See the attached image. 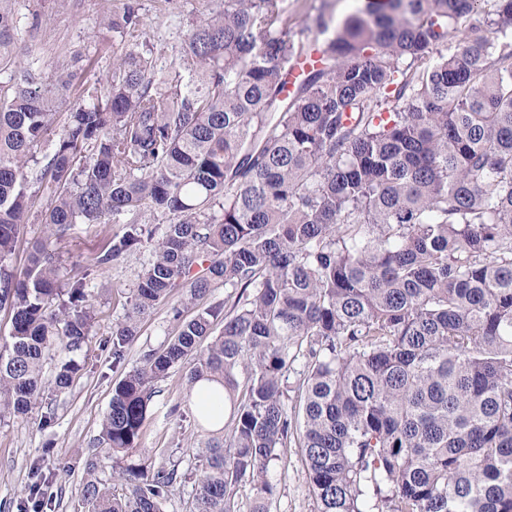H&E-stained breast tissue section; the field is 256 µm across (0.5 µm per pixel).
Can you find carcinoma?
I'll return each instance as SVG.
<instances>
[{
  "label": "carcinoma",
  "mask_w": 512,
  "mask_h": 512,
  "mask_svg": "<svg viewBox=\"0 0 512 512\" xmlns=\"http://www.w3.org/2000/svg\"><path fill=\"white\" fill-rule=\"evenodd\" d=\"M14 4L0 0V415L40 404L54 348L72 353L56 389L81 370L94 296L61 282L55 242L122 224L93 267L146 245L153 259L113 363L177 288L181 324L112 390L107 457L137 447L156 384L186 364L188 390L230 406L196 413L224 439L196 456L191 512H238L246 477L251 512H269L268 469L296 440L317 512H512V0H365L314 47L288 0H224L165 72L127 0L103 22L105 86L89 55L46 69ZM36 222L55 240L19 270ZM98 467L93 453L89 512H164L182 482L170 458ZM46 235V228L43 224H27L25 232L17 244L12 263L16 267L22 268L26 262L32 245L36 240H40Z\"/></svg>",
  "instance_id": "cac0c4a2"
}]
</instances>
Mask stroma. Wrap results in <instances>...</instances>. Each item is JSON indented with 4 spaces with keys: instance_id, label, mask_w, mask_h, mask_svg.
<instances>
[{
    "instance_id": "1",
    "label": "stroma",
    "mask_w": 512,
    "mask_h": 512,
    "mask_svg": "<svg viewBox=\"0 0 512 512\" xmlns=\"http://www.w3.org/2000/svg\"><path fill=\"white\" fill-rule=\"evenodd\" d=\"M147 22L145 38L154 48L157 66L169 69L179 52L190 21L200 12L222 6L224 0H138ZM125 0H18L19 15L38 17L28 38L35 53L48 63H72L75 55L95 57V78H105L112 68V53L104 45L108 36L104 16L122 10ZM118 224H79L61 241L59 254L65 279L86 278L97 298V322L83 365L68 389L55 391V366L64 357L53 352L43 369V400L52 404L55 421L43 430L37 418H0V512H33L29 490L40 485L49 505L43 512H86L80 496L85 477L84 460L95 446L100 422L107 411L113 387L144 353L161 348L175 334L177 322L163 304L143 319L138 334L120 364H113L106 339L123 320L138 272L151 260L150 248L130 255L122 269H92L94 254L115 234ZM187 369L178 366L159 384L133 459L157 460L161 452L180 458V471L194 466V456L205 437L195 422L186 398ZM269 479L276 486L270 512H316L309 492L300 448L288 450L286 463H275Z\"/></svg>"
}]
</instances>
